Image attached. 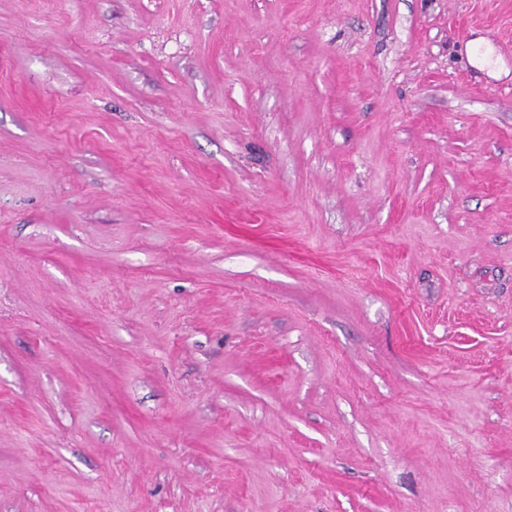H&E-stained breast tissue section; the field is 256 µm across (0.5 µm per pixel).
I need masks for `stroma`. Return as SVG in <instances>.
<instances>
[{
  "label": "stroma",
  "instance_id": "1",
  "mask_svg": "<svg viewBox=\"0 0 512 512\" xmlns=\"http://www.w3.org/2000/svg\"><path fill=\"white\" fill-rule=\"evenodd\" d=\"M0 512H512V0H0Z\"/></svg>",
  "mask_w": 512,
  "mask_h": 512
}]
</instances>
